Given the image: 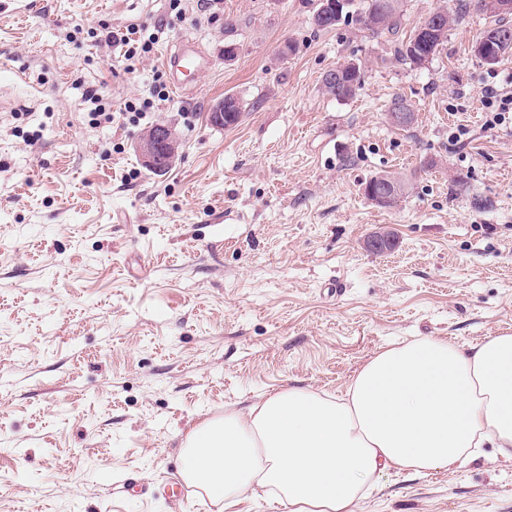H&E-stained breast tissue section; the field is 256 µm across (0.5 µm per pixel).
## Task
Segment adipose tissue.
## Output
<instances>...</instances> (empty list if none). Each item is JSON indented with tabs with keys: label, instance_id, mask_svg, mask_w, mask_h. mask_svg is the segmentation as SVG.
<instances>
[{
	"label": "adipose tissue",
	"instance_id": "obj_1",
	"mask_svg": "<svg viewBox=\"0 0 512 512\" xmlns=\"http://www.w3.org/2000/svg\"><path fill=\"white\" fill-rule=\"evenodd\" d=\"M512 449V334L462 348L426 337L373 355L342 394L287 386L184 438L180 476L218 503L257 493L284 512H353L391 469L448 471Z\"/></svg>",
	"mask_w": 512,
	"mask_h": 512
}]
</instances>
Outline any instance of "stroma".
Instances as JSON below:
<instances>
[{
    "instance_id": "35a3bbf8",
    "label": "stroma",
    "mask_w": 512,
    "mask_h": 512,
    "mask_svg": "<svg viewBox=\"0 0 512 512\" xmlns=\"http://www.w3.org/2000/svg\"><path fill=\"white\" fill-rule=\"evenodd\" d=\"M169 3L0 0V512H276L184 488L199 421L287 385L339 393L392 342L512 333V124L488 129L485 102L512 91V54L473 53L490 17L465 15L414 67L396 50L436 0H404L380 38L315 29L317 0ZM104 26L160 38L128 61L96 46ZM181 37L210 59L190 93L165 65ZM351 60L363 88L325 94ZM159 84L166 100L125 110ZM90 90L112 121L92 120ZM227 94L241 118L212 126ZM398 96L410 127L388 117ZM156 124L179 142L160 175L134 150ZM379 173L410 193L375 206ZM384 226L398 246L373 253ZM354 510L512 512V454L390 471ZM233 99L234 105H231L227 111H224V100ZM243 103L239 98L228 95L224 99L217 101L208 113L210 123L218 127H228L238 123L240 116L243 112ZM232 114L230 119H227L225 114Z\"/></svg>"
}]
</instances>
